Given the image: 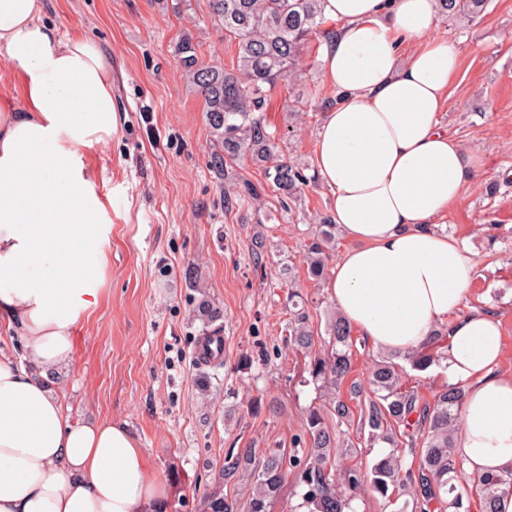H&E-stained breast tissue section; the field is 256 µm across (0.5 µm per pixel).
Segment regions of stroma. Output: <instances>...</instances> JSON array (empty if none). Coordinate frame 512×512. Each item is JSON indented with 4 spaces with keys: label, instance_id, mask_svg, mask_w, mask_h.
Returning <instances> with one entry per match:
<instances>
[{
    "label": "stroma",
    "instance_id": "stroma-1",
    "mask_svg": "<svg viewBox=\"0 0 512 512\" xmlns=\"http://www.w3.org/2000/svg\"><path fill=\"white\" fill-rule=\"evenodd\" d=\"M64 35H91L112 62V96L126 119L120 133L85 150L111 231L103 298L76 335L72 367L50 376L72 418L125 423L169 489L168 512H200L230 448L297 449L316 392L301 383L304 357L284 342L288 288L303 294L315 333L336 306L304 276L314 215L330 212L323 186L305 188L291 212L272 193L233 208L224 199L261 168L244 161L218 178L204 101L175 56L191 35L199 57L236 56L208 14V0H52ZM437 34L459 52V73L440 116L477 165L465 197L433 228L464 242L476 266L464 302L501 322L503 368L512 371V0H491L467 23L440 20ZM308 66L270 91L265 120L288 160L313 168L319 107L331 91L320 74L319 42ZM296 136H289L291 127ZM497 181L494 195L485 186ZM264 259L255 264V238ZM300 278L289 283V271ZM221 311L223 364L197 366L200 298Z\"/></svg>",
    "mask_w": 512,
    "mask_h": 512
}]
</instances>
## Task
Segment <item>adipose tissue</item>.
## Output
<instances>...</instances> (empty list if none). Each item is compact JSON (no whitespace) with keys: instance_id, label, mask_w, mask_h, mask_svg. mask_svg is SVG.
<instances>
[{"instance_id":"ef3b65f1","label":"adipose tissue","mask_w":512,"mask_h":512,"mask_svg":"<svg viewBox=\"0 0 512 512\" xmlns=\"http://www.w3.org/2000/svg\"><path fill=\"white\" fill-rule=\"evenodd\" d=\"M340 28L320 49L343 99L325 113L314 166L332 220L353 241L327 289L351 328L402 353L448 335L441 362L464 386L454 454L467 474L512 472V372L501 323L463 311L475 268L432 222L472 184L439 114L457 49L434 30L438 0H321ZM48 0H0V57L25 104L0 100V512H168L167 489L125 424L71 420L48 378L75 358L78 325L102 300L109 225L85 149L122 127L112 65L85 35L62 36Z\"/></svg>"}]
</instances>
